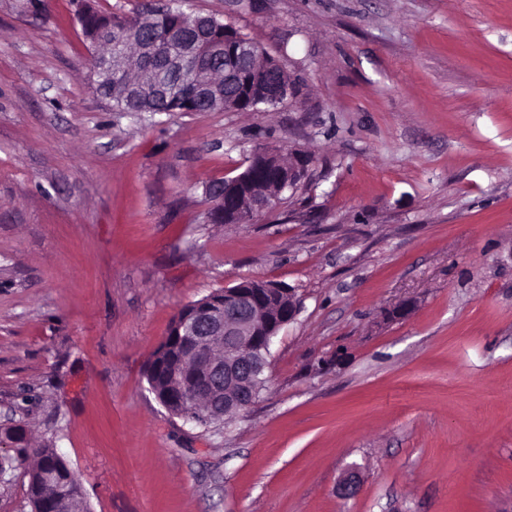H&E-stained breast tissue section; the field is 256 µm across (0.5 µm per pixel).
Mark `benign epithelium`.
<instances>
[{
	"label": "benign epithelium",
	"instance_id": "benign-epithelium-1",
	"mask_svg": "<svg viewBox=\"0 0 512 512\" xmlns=\"http://www.w3.org/2000/svg\"><path fill=\"white\" fill-rule=\"evenodd\" d=\"M185 34L187 37L177 51L165 41L148 38L131 41L117 54L112 53L110 41L95 43L92 50L109 59L112 72L119 78V90L137 98L153 99L165 91L161 72L183 74L192 55L199 51L190 30H185ZM208 48L211 54L230 61V68L224 72L227 80L195 82L190 93L182 98L184 112L193 111L198 100L207 101L213 112L233 110L254 97L246 89V78L278 72L276 60L257 70L255 51L245 43L226 39L212 42ZM260 154L266 159V166L279 169V187H292L303 171L299 163L288 169L282 167L274 152L262 150ZM251 180L252 172L247 167L225 179L224 190H214L210 196L218 204L235 207L240 202L242 186ZM300 305V299L289 288L243 279L181 307L156 347L155 372L164 370L171 355L179 351L186 367L174 373L172 383L156 398L169 413L187 423L197 422L186 407L199 397L207 400L206 415L210 419H222L247 409L254 402L255 391L267 382L265 372L275 338L294 321ZM40 482L46 490L60 492V469L43 466ZM359 486L358 473L351 470L338 484L337 492L350 497L358 492Z\"/></svg>",
	"mask_w": 512,
	"mask_h": 512
}]
</instances>
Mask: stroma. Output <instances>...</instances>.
<instances>
[{
	"label": "stroma",
	"instance_id": "obj_1",
	"mask_svg": "<svg viewBox=\"0 0 512 512\" xmlns=\"http://www.w3.org/2000/svg\"><path fill=\"white\" fill-rule=\"evenodd\" d=\"M183 8L297 96L115 112L78 0H0V432L52 440L92 512H512V0ZM260 147L304 178L209 223L206 182ZM243 279L301 309L259 400L184 423L145 365L180 307Z\"/></svg>",
	"mask_w": 512,
	"mask_h": 512
}]
</instances>
